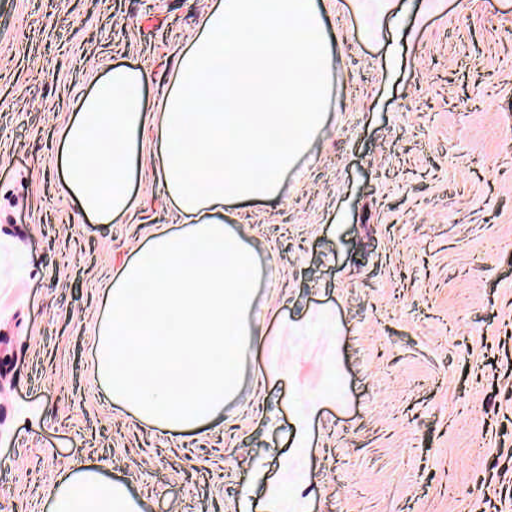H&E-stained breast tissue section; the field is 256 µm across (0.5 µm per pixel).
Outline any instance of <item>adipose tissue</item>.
Listing matches in <instances>:
<instances>
[{
    "label": "adipose tissue",
    "mask_w": 512,
    "mask_h": 512,
    "mask_svg": "<svg viewBox=\"0 0 512 512\" xmlns=\"http://www.w3.org/2000/svg\"><path fill=\"white\" fill-rule=\"evenodd\" d=\"M321 26L314 0H216L155 110L140 71L116 66L63 131L66 187L100 224L132 209L133 149L147 129L159 139L157 177L181 228L157 232L108 284L96 340L113 400L157 429L211 422L238 391L255 259L224 207L273 196L306 149L333 76ZM49 497L50 512H140L126 486L84 464Z\"/></svg>",
    "instance_id": "obj_1"
}]
</instances>
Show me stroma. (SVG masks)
I'll return each mask as SVG.
<instances>
[{"label": "stroma", "instance_id": "1", "mask_svg": "<svg viewBox=\"0 0 512 512\" xmlns=\"http://www.w3.org/2000/svg\"><path fill=\"white\" fill-rule=\"evenodd\" d=\"M213 2L0 0V512L76 462L141 512H512V0H316L323 125L225 208L256 257L239 393L163 432L96 374L107 284L177 214L150 132L135 223L88 219L62 131L115 66L154 107Z\"/></svg>", "mask_w": 512, "mask_h": 512}]
</instances>
